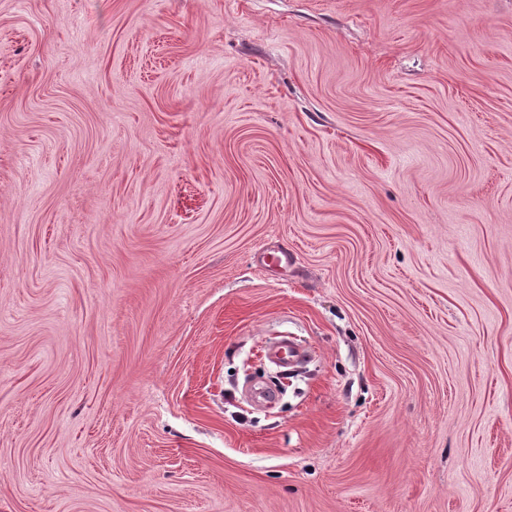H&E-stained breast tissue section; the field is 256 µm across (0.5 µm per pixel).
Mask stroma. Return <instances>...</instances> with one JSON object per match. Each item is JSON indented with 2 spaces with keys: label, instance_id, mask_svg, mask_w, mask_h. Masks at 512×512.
I'll return each instance as SVG.
<instances>
[{
  "label": "stroma",
  "instance_id": "35a3bbf8",
  "mask_svg": "<svg viewBox=\"0 0 512 512\" xmlns=\"http://www.w3.org/2000/svg\"><path fill=\"white\" fill-rule=\"evenodd\" d=\"M0 512H512V0H0Z\"/></svg>",
  "mask_w": 512,
  "mask_h": 512
}]
</instances>
